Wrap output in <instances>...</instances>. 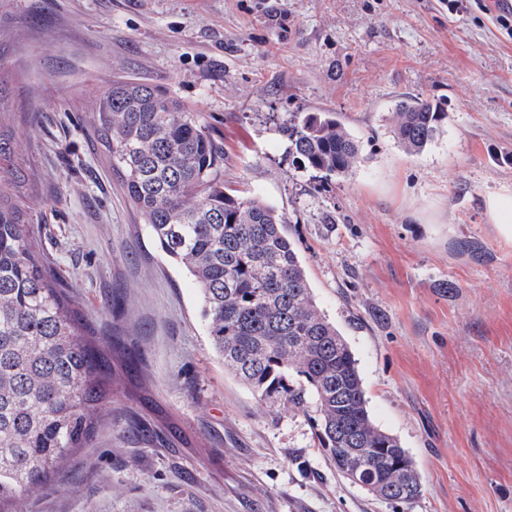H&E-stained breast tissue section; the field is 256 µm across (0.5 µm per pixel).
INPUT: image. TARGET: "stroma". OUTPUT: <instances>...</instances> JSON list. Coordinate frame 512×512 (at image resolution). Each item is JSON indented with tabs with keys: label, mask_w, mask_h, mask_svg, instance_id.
Masks as SVG:
<instances>
[{
	"label": "stroma",
	"mask_w": 512,
	"mask_h": 512,
	"mask_svg": "<svg viewBox=\"0 0 512 512\" xmlns=\"http://www.w3.org/2000/svg\"><path fill=\"white\" fill-rule=\"evenodd\" d=\"M0 70L40 251L99 336L143 360L25 512H512V230L483 204L512 186V38L494 13L448 0H0ZM127 78L196 111L224 150L225 186L282 214L374 423L416 464L417 498L351 484L313 408L261 400L217 357L193 277L157 247L90 122L92 94ZM416 96L448 120L413 155L389 118ZM313 112L359 140L350 177L294 160L283 129ZM466 241L488 260L458 253Z\"/></svg>",
	"instance_id": "stroma-1"
}]
</instances>
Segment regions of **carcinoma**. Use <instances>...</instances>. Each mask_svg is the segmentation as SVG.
Returning a JSON list of instances; mask_svg holds the SVG:
<instances>
[{"label":"carcinoma","mask_w":512,"mask_h":512,"mask_svg":"<svg viewBox=\"0 0 512 512\" xmlns=\"http://www.w3.org/2000/svg\"><path fill=\"white\" fill-rule=\"evenodd\" d=\"M112 171L144 216L161 251L197 282L203 317L224 367L264 400L316 407V436L338 470L348 449L378 450L365 477L373 495L405 502L420 475L400 440L372 421L357 360L319 311L306 269L276 209L224 186V150L198 114L160 85L115 80L90 101ZM448 113L414 98L400 102L393 134L422 153ZM301 167L348 176L360 154L333 112L285 129ZM18 143L0 123V512L22 504L69 468L100 421L114 359L133 370L139 355L112 349L83 321L40 254L18 197L27 178L13 164ZM401 464L414 490L394 491Z\"/></svg>","instance_id":"carcinoma-1"}]
</instances>
